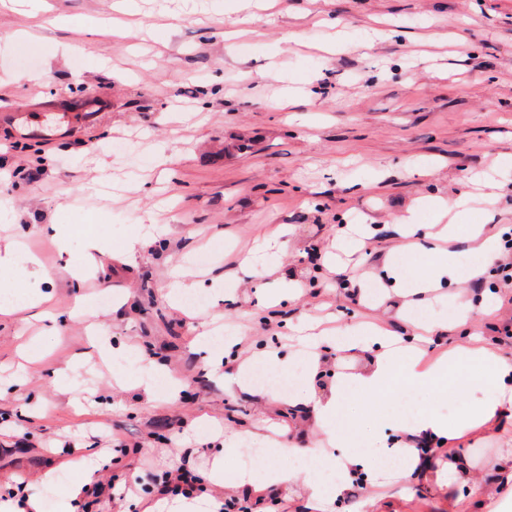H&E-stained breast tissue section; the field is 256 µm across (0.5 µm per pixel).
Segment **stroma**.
I'll return each mask as SVG.
<instances>
[{"label": "stroma", "mask_w": 512, "mask_h": 512, "mask_svg": "<svg viewBox=\"0 0 512 512\" xmlns=\"http://www.w3.org/2000/svg\"><path fill=\"white\" fill-rule=\"evenodd\" d=\"M112 5L41 0L39 38L24 49L15 37L25 12L0 7V194L11 200L0 238L18 236L49 270L79 259L89 238L111 246L90 277L56 284L51 331L26 312L0 315V482L56 512L81 478L73 459L95 454L108 462L102 482L127 495L101 497L89 512H144L153 479L182 458L205 472L220 433L314 445L306 409L225 392L222 349L195 343L205 322L221 325L249 371L265 349L296 362V331L317 317L405 337L426 366L512 325V282L491 268L434 293L439 321L455 294L475 305L471 325L442 331L435 347L377 302L391 290L388 262L411 276L434 259L427 210L414 237L399 225L416 201L454 204L472 192L473 173L492 169L497 185L468 222L512 232V0H276L257 33L230 45L241 0H134L123 15ZM74 40L81 49L68 52ZM287 87L299 103L281 112L273 102ZM44 100L71 112L50 132ZM18 112L28 128L14 125ZM95 179L114 195L89 204L83 188ZM153 220L165 233L128 255L127 240ZM55 224L70 228L69 251L56 247ZM266 237L263 261L242 269ZM185 265L203 307L166 297ZM273 267L300 281L296 296L269 301ZM91 324L118 354L107 366L86 361L74 395L60 393L55 376L87 350ZM149 363L166 371L150 398L134 385ZM451 382L447 374L416 393L454 438L428 473L369 479L360 512H456L464 496L470 512H512V483L487 469L512 445V418L458 432L464 404ZM400 399L395 383L378 400L353 397L338 426L392 450ZM452 452L491 497L449 479Z\"/></svg>", "instance_id": "35a3bbf8"}]
</instances>
